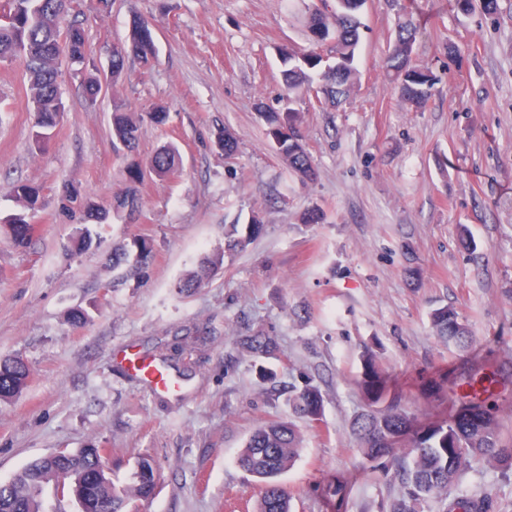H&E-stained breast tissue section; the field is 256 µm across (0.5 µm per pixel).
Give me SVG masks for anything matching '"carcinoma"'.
<instances>
[{"mask_svg": "<svg viewBox=\"0 0 512 512\" xmlns=\"http://www.w3.org/2000/svg\"><path fill=\"white\" fill-rule=\"evenodd\" d=\"M72 0H14L17 25L0 28V58L20 57L25 62L27 97L30 111L34 112L33 131L50 138L58 124L65 105L58 97L57 73L60 59L58 37L62 24L71 16ZM364 0H336L330 12L316 9L311 13L308 28L315 42L328 38L335 40L332 60L319 55L300 54L290 48H280L284 69L281 71L283 96L288 101L317 89L324 102L331 105L347 98L357 81L354 67L356 49L360 41L362 22L359 12ZM417 26L409 18L398 20L395 39L386 57L385 67L392 76L400 98L421 108L427 102L433 78L430 71L413 62ZM156 46L145 20H133L129 35L118 48L112 49V78L123 73L126 61L134 56L147 63L155 57ZM259 118L266 135L288 168L303 180L315 177L310 155L300 130V116L292 108L280 112L257 103ZM141 118L135 117L124 103L116 102L112 109V139L114 147L134 151L139 138ZM216 146L228 155L238 151L239 142L227 130L220 132ZM176 150L164 147L148 161L150 171L159 178L170 175L176 167ZM130 187L114 197L112 210L94 209L92 219L100 224L113 213H126L133 219L138 210L134 185L144 178L142 163L131 161L126 167ZM14 198L23 202V209L0 217L12 243L26 245L33 237L27 224L29 214L43 206L40 188L31 183L13 186ZM225 249L236 251L258 237L262 225L253 220L245 231L237 224L224 225ZM153 253V244L147 238H135L130 247L112 251V269L139 273ZM224 265V253L216 252L203 257L197 269L176 283L181 294H190L208 277ZM433 332L443 341L465 344L471 339L470 331L459 319L455 309L446 305L431 313ZM240 347L253 355L272 356L278 350L276 337L265 333L241 336ZM387 372L372 357L363 359L361 385L373 404L388 401L383 409H376L355 422L364 458L369 469L378 472L379 460L389 454H399L396 476L404 489L405 500L399 512H421L431 498L443 504V512H491V499L484 495L455 496L448 491L459 473L474 459H482L504 470L512 469V441L505 439L498 422V404L490 386L498 382V371L473 375L457 385L451 404L458 409H476L485 419L478 425H464L456 415L446 417L408 412L391 396ZM29 382V370L19 357L0 359V402L20 395ZM293 414L311 423L321 420L323 398L320 391L310 385L288 397ZM301 437L289 421H278L256 428L248 437L239 454L240 467L263 483L256 512H290V495L279 483L278 477L295 463ZM98 446L68 450L62 456L35 459L11 480L0 483V512H45L41 490L55 486L61 500H67L73 481L95 470ZM158 484V474L151 460H139L133 483L118 494L110 481L90 483L85 496L97 504V512H124L128 501L147 500Z\"/></svg>", "mask_w": 512, "mask_h": 512, "instance_id": "carcinoma-1", "label": "carcinoma"}]
</instances>
